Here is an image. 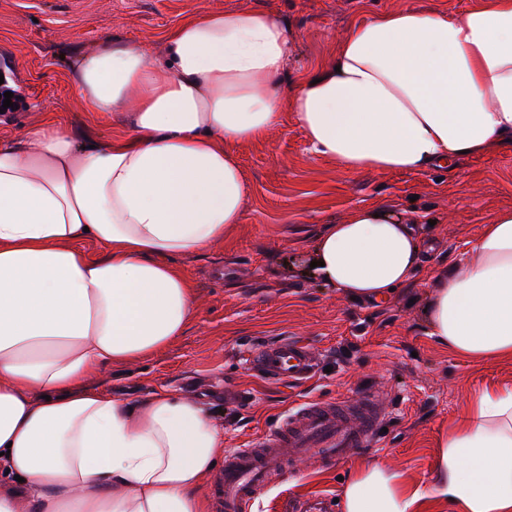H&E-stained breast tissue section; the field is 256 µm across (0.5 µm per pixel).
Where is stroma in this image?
Returning <instances> with one entry per match:
<instances>
[{
    "mask_svg": "<svg viewBox=\"0 0 512 512\" xmlns=\"http://www.w3.org/2000/svg\"><path fill=\"white\" fill-rule=\"evenodd\" d=\"M485 0H0V75L21 97L0 113V137L20 135L42 113L108 136L123 114L90 111L72 79L74 58L121 38L160 52L169 30L205 12L271 14L297 34L286 80L319 70L349 28L396 9L462 13ZM249 186L242 223L221 246L176 258L192 284L196 316L185 336L141 361L109 368L113 395L136 398L162 387L209 405L224 423V447L248 448L278 419L311 399L375 395L384 429L372 450L327 464L314 453L283 474L258 512H287L296 500L341 495L342 477L365 460L387 462L428 487L440 429L470 395L512 385V361L476 363L440 347L423 310L433 275L454 266L498 210L512 208V145L460 160L455 168L350 173L313 155L287 121L239 147ZM375 205L416 220L426 243L417 273L385 300L352 299L312 277L314 238L354 208ZM292 336L318 369L303 383L266 382L246 363L258 340Z\"/></svg>",
    "mask_w": 512,
    "mask_h": 512,
    "instance_id": "1",
    "label": "stroma"
}]
</instances>
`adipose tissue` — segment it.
Wrapping results in <instances>:
<instances>
[{"label":"adipose tissue","mask_w":512,"mask_h":512,"mask_svg":"<svg viewBox=\"0 0 512 512\" xmlns=\"http://www.w3.org/2000/svg\"><path fill=\"white\" fill-rule=\"evenodd\" d=\"M296 39L231 9L176 25L158 55L112 40L72 70L93 111L125 113L120 132L45 116L0 138V512H209L215 413L169 388L115 396L104 371L186 333L194 290L171 260L242 222L241 145L290 117L344 170L417 172L512 142V0L377 14L288 86ZM423 252L411 219L361 206L315 238L314 274L380 301ZM425 316L463 358L512 359V209L436 272ZM437 448L426 489L384 462L355 466L342 512H512V387L473 393Z\"/></svg>","instance_id":"adipose-tissue-1"}]
</instances>
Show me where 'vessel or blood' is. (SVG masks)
Listing matches in <instances>:
<instances>
[{
    "label": "vessel or blood",
    "mask_w": 512,
    "mask_h": 512,
    "mask_svg": "<svg viewBox=\"0 0 512 512\" xmlns=\"http://www.w3.org/2000/svg\"><path fill=\"white\" fill-rule=\"evenodd\" d=\"M248 362L256 374L271 381L302 380L316 366L309 347L288 338L259 345ZM384 415L370 394L352 403L318 400L301 404L254 447L225 452L224 466L213 484L216 512H253L267 487L308 451L338 464L372 447Z\"/></svg>",
    "instance_id": "obj_1"
}]
</instances>
